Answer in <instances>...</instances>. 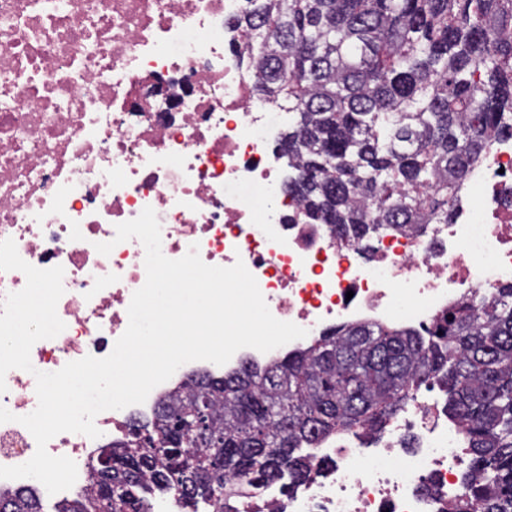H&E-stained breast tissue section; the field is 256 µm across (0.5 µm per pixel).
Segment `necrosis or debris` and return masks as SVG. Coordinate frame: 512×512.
I'll list each match as a JSON object with an SVG mask.
<instances>
[{
	"mask_svg": "<svg viewBox=\"0 0 512 512\" xmlns=\"http://www.w3.org/2000/svg\"><path fill=\"white\" fill-rule=\"evenodd\" d=\"M240 0H0V240L27 263L64 269L57 314L66 328L31 349L33 372L10 370L0 406V466L27 462L36 442L21 416L38 405L34 371L108 356L146 281L145 249L114 242L117 224L152 207L170 259L243 261L272 315L304 338L225 364L193 361L144 403L95 418L101 435L64 432L47 450L72 459V492L91 487L88 462L131 421L152 418L190 375L265 365L331 329L371 322L431 327L465 296L512 284V117L471 167L447 224L381 233L369 248L308 221L283 188L279 139L288 115L251 94L230 21ZM465 436L436 398L419 396L377 434L322 440L321 474L269 485L239 512H441L466 490Z\"/></svg>",
	"mask_w": 512,
	"mask_h": 512,
	"instance_id": "obj_1",
	"label": "necrosis or debris"
}]
</instances>
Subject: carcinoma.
Returning <instances> with one entry per match:
<instances>
[{
	"mask_svg": "<svg viewBox=\"0 0 512 512\" xmlns=\"http://www.w3.org/2000/svg\"><path fill=\"white\" fill-rule=\"evenodd\" d=\"M243 2L233 25L253 92L292 112L280 147L305 216L356 244L448 223L461 181L512 115V0ZM422 387L443 394L466 436L468 494L447 512H512V285L459 301L424 334L347 325L269 365L201 374L99 449L96 494L48 511L22 491L0 497V512H148L177 489L185 512H238L233 487L303 482L307 449L381 430Z\"/></svg>",
	"mask_w": 512,
	"mask_h": 512,
	"instance_id": "1",
	"label": "carcinoma"
}]
</instances>
